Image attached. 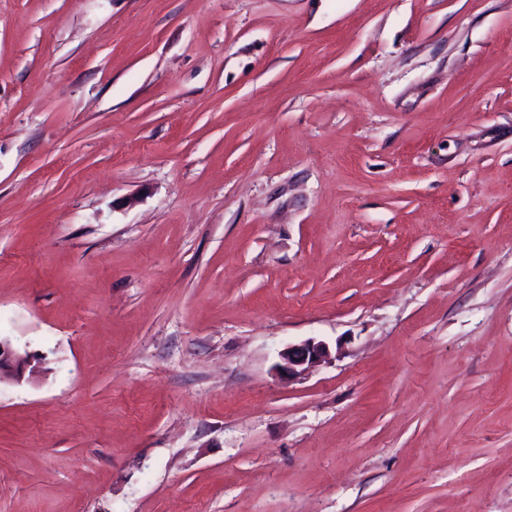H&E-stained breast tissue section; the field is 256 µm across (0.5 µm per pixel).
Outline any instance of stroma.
Returning <instances> with one entry per match:
<instances>
[{"mask_svg": "<svg viewBox=\"0 0 512 512\" xmlns=\"http://www.w3.org/2000/svg\"><path fill=\"white\" fill-rule=\"evenodd\" d=\"M0 336V512H512V0H0ZM25 365L26 357L18 354L9 339L0 336V382L3 378L19 380ZM329 356L328 346L322 341L308 339L299 344L289 345L280 354L281 362L277 369L289 377L300 376L313 364Z\"/></svg>", "mask_w": 512, "mask_h": 512, "instance_id": "obj_1", "label": "stroma"}]
</instances>
